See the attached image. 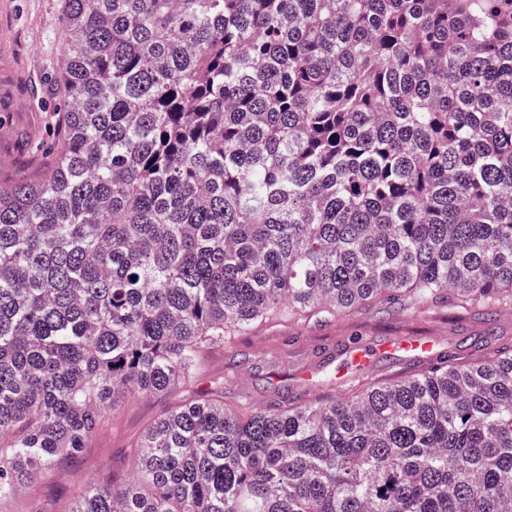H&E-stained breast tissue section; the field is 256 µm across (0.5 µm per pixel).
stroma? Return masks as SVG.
Segmentation results:
<instances>
[{"mask_svg": "<svg viewBox=\"0 0 512 512\" xmlns=\"http://www.w3.org/2000/svg\"><path fill=\"white\" fill-rule=\"evenodd\" d=\"M59 5L60 0H0V186L37 177L45 166L37 145L53 129L50 77L63 50ZM490 323L495 326L492 347L512 348V308L492 319L481 308L378 302L327 322L274 320L253 327L238 334L231 346L203 347L190 384L157 396H128L78 460L60 464L53 478L24 489L0 512H57L88 484L126 478L131 441L168 407L209 389L223 388L225 403L246 400L259 408L285 393L301 400L338 397L371 378L393 380L427 365L476 358L481 350L473 340ZM404 337L432 339L434 348L418 358L389 347V340ZM354 346L374 350L370 370L347 364V351Z\"/></svg>", "mask_w": 512, "mask_h": 512, "instance_id": "1", "label": "stroma"}]
</instances>
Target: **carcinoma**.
Instances as JSON below:
<instances>
[{
  "label": "carcinoma",
  "instance_id": "obj_1",
  "mask_svg": "<svg viewBox=\"0 0 512 512\" xmlns=\"http://www.w3.org/2000/svg\"><path fill=\"white\" fill-rule=\"evenodd\" d=\"M0 187V506L277 316L512 306V0H63ZM61 512H512V349L329 401L205 394Z\"/></svg>",
  "mask_w": 512,
  "mask_h": 512
}]
</instances>
